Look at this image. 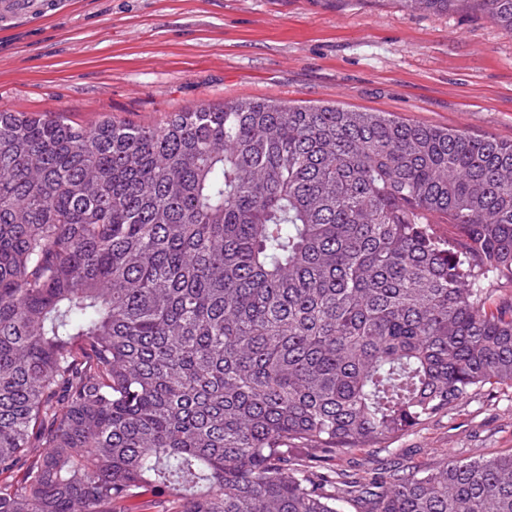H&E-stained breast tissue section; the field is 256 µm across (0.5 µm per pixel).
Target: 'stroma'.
<instances>
[{"instance_id": "35a3bbf8", "label": "stroma", "mask_w": 512, "mask_h": 512, "mask_svg": "<svg viewBox=\"0 0 512 512\" xmlns=\"http://www.w3.org/2000/svg\"><path fill=\"white\" fill-rule=\"evenodd\" d=\"M240 99L330 103L512 141V35L472 4L413 13L398 0H34L0 20V111L152 126ZM511 451L512 389H498L393 451L323 465L432 470L449 455Z\"/></svg>"}]
</instances>
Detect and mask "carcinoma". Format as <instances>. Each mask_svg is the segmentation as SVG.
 <instances>
[{
  "label": "carcinoma",
  "instance_id": "1",
  "mask_svg": "<svg viewBox=\"0 0 512 512\" xmlns=\"http://www.w3.org/2000/svg\"><path fill=\"white\" fill-rule=\"evenodd\" d=\"M503 385L512 142L254 99L0 111V512H512V453L319 465Z\"/></svg>",
  "mask_w": 512,
  "mask_h": 512
}]
</instances>
